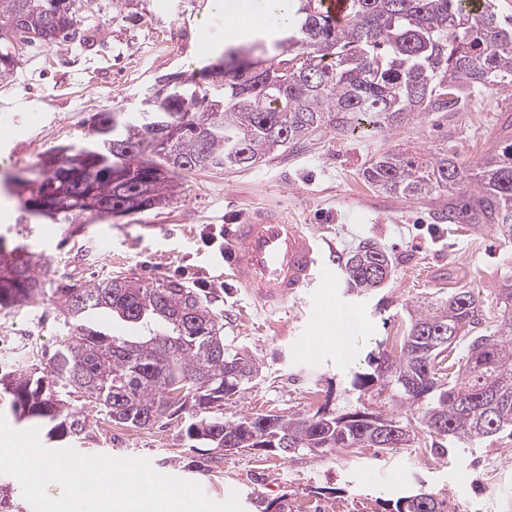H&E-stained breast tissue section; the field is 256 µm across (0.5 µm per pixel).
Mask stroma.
Masks as SVG:
<instances>
[{
    "label": "stroma",
    "instance_id": "stroma-1",
    "mask_svg": "<svg viewBox=\"0 0 512 512\" xmlns=\"http://www.w3.org/2000/svg\"><path fill=\"white\" fill-rule=\"evenodd\" d=\"M76 33L52 46L25 50L12 77L0 82V248L29 245L50 279L102 280L121 273L194 288L223 319L232 350L260 365L256 379L224 401L228 419L244 415L344 414L368 409L403 415L387 393L359 391L369 354L399 356L415 302L465 285L484 293L512 276V241L467 224L439 220L447 197L410 201L374 189L362 172L394 148L445 150L473 162L512 138V99L488 91L467 111L435 112L382 132H327L304 149H289L249 169L192 172L180 179L170 207L84 225L69 235L47 218L22 220L6 178L34 170L50 150L83 140L95 113L135 110L156 78L191 75L222 59L233 44L276 33L273 16L250 14L233 30L210 0H78ZM275 211L309 226L324 249L346 254L362 243L389 253L394 272L383 287L348 290L340 268L329 270L285 311L270 314L237 288L210 231ZM47 307L52 329L35 314ZM31 339L28 364L45 368L66 338L52 294L42 302L0 307V346ZM59 393L91 422L75 449L86 455L145 458L159 474L208 484L210 499L238 493L244 512L260 496L286 512H396L401 496L422 489L446 499L448 512H512V434L443 444L417 430L399 448L298 451L291 458L263 450L214 453L185 437L187 414L145 429L108 426L80 393Z\"/></svg>",
    "mask_w": 512,
    "mask_h": 512
}]
</instances>
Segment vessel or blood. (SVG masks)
<instances>
[{
  "label": "vessel or blood",
  "mask_w": 512,
  "mask_h": 512,
  "mask_svg": "<svg viewBox=\"0 0 512 512\" xmlns=\"http://www.w3.org/2000/svg\"><path fill=\"white\" fill-rule=\"evenodd\" d=\"M224 261L232 280L271 309L287 304L326 270L318 245L302 225L269 214L229 225Z\"/></svg>",
  "instance_id": "vessel-or-blood-1"
}]
</instances>
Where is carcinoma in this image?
Returning a JSON list of instances; mask_svg holds the SVG:
<instances>
[{
	"mask_svg": "<svg viewBox=\"0 0 512 512\" xmlns=\"http://www.w3.org/2000/svg\"><path fill=\"white\" fill-rule=\"evenodd\" d=\"M294 25L270 43L231 49L236 61L203 69L202 81L166 76L154 98L145 93L135 112L112 109L92 116L80 144L48 152L37 174L17 181L23 218L36 212L68 225L106 219L85 211L93 199L107 209L139 212L174 203L178 179L189 172L251 167L283 148H301L321 131L344 134L366 122L382 131L431 112H457L476 92L512 90V17H499L482 0H349L338 22L320 0H298ZM75 0H0V81L14 73L23 49L51 46L80 24ZM86 156L78 179L61 173ZM366 182L388 195L424 200L448 194L450 224H486L512 240V143L467 163L457 154L392 150L370 161ZM348 287H381L392 271L376 243L349 251ZM34 255L14 249L0 266V306L33 301L43 291ZM62 301L68 342L51 357L48 375L29 368L0 376V399L14 417L48 428L49 438L79 440L88 422L60 398L62 381L85 394L104 418L140 428L175 414H191L187 438L212 448L224 432L239 434L253 417L224 419V390L259 375L260 366L224 344V324L199 294L177 281L146 283L134 274L54 289ZM101 312L142 329L136 341L85 324ZM494 322L492 329L485 324ZM396 358L373 355L372 373H357L360 391H393L412 418L443 438L477 442L512 429V276L481 297L470 288L414 306ZM461 350L446 375L445 353ZM421 351L422 362L413 356ZM276 431L301 448H357L362 437L349 414L275 416ZM396 512H447L432 495Z\"/></svg>",
	"mask_w": 512,
	"mask_h": 512,
	"instance_id": "cac0c4a2",
	"label": "carcinoma"
}]
</instances>
